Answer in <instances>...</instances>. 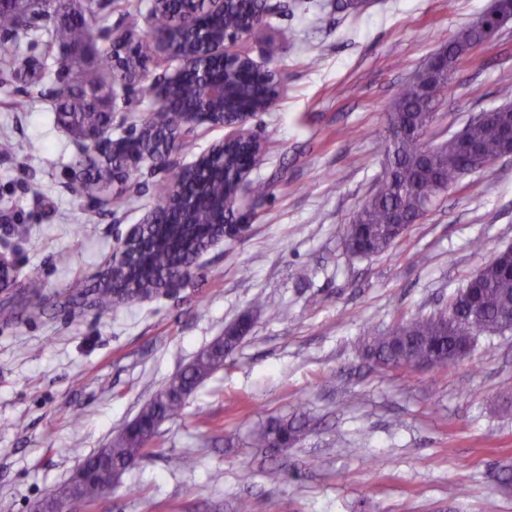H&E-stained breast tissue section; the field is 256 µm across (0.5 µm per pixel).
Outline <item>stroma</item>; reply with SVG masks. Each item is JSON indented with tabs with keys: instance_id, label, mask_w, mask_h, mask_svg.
Returning a JSON list of instances; mask_svg holds the SVG:
<instances>
[{
	"instance_id": "35a3bbf8",
	"label": "stroma",
	"mask_w": 512,
	"mask_h": 512,
	"mask_svg": "<svg viewBox=\"0 0 512 512\" xmlns=\"http://www.w3.org/2000/svg\"><path fill=\"white\" fill-rule=\"evenodd\" d=\"M239 48L284 86L248 121L267 149L251 177L268 194L236 210L224 237L167 293L98 313L69 282L100 284L120 239L158 189L229 130L204 124L168 166L142 163L127 194L80 196L76 137L29 94L44 62L27 38L0 60L27 61L0 87V252L17 282L0 292V512H30L109 445L225 328L250 331L224 366L165 421L153 453L95 508L75 512H512V331L477 336L444 369H382L370 334L447 307L512 246V157L465 175L387 252L349 254L345 231L384 172L400 88L492 0H268ZM276 56H268L269 44ZM512 103V24L453 73L425 138ZM263 299L279 308L269 316ZM304 412L299 443L272 451L250 433ZM182 455L193 469L177 468ZM281 473L270 482L269 470Z\"/></svg>"
}]
</instances>
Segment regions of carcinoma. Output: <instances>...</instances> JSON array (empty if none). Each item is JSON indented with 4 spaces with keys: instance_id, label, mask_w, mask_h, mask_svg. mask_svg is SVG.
<instances>
[{
    "instance_id": "carcinoma-1",
    "label": "carcinoma",
    "mask_w": 512,
    "mask_h": 512,
    "mask_svg": "<svg viewBox=\"0 0 512 512\" xmlns=\"http://www.w3.org/2000/svg\"><path fill=\"white\" fill-rule=\"evenodd\" d=\"M38 18L56 21L49 33V43L69 51L94 48L97 39L108 40L109 13L101 0H36ZM206 0H157L152 16L160 15L177 30L187 12L203 13ZM21 21L0 11V48L25 32ZM480 32L468 25L448 43V70L422 68L399 91L390 116L392 139L388 147L391 175L380 178L370 196L348 225L346 235L359 245V255L373 256L387 251L403 237L400 221L418 219L426 203L440 198L457 186L466 175L469 154L477 151L496 160L508 150L507 129L512 128V103L492 109L481 121L462 130L458 140L447 139L424 151L420 138L427 134L440 97L448 90L451 69L474 47ZM105 61L92 73L76 75L72 66L58 59L48 71L52 81L56 122H68L78 130L104 133L112 129L113 58L123 62L127 71L146 70L157 55V42L148 37L131 40L115 49H104ZM201 86L193 77H185L171 91L174 108L190 109L200 101ZM87 178L81 193L92 201L112 204L110 186L114 180L112 162L83 154ZM232 168V159L221 153L200 165L174 176L182 191L172 204L171 186H165L153 210L154 223L144 236L130 247L129 261L116 264L107 273L104 284L95 289L92 306L103 313L133 299L141 292L160 286L166 274L186 265L207 246V239L218 229L224 217V169ZM448 306L459 310L454 320L436 314L417 317L398 324L393 330L372 337L364 346L365 355L382 368L412 367L419 360L429 368H446L457 362L460 345L467 347L474 336L512 327V249H500L482 268L474 285L475 317L464 314L459 295ZM241 342L240 330L233 329L224 341L202 351L163 389L150 399L134 425L118 430L107 448V463L96 456L86 459L97 470L93 480L74 486L69 494L91 508L112 490V478L122 476L152 453L150 442L156 433L152 426L158 419L170 420L180 415L185 398L203 380L224 366V357ZM304 430V417L270 418L252 435L260 448H269L280 438L292 445Z\"/></svg>"
}]
</instances>
